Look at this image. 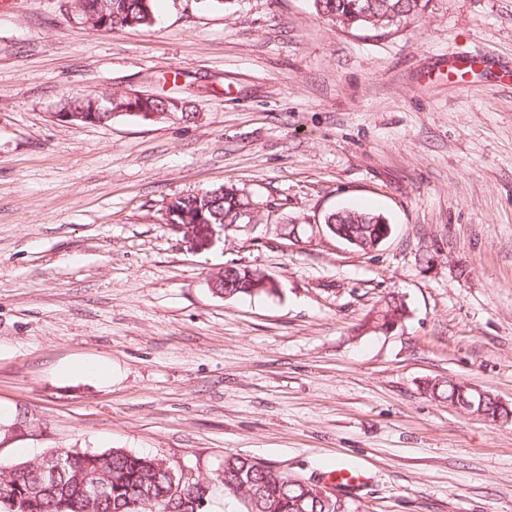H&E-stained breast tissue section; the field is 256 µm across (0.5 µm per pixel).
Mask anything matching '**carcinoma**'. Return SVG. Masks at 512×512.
Segmentation results:
<instances>
[{
  "mask_svg": "<svg viewBox=\"0 0 512 512\" xmlns=\"http://www.w3.org/2000/svg\"><path fill=\"white\" fill-rule=\"evenodd\" d=\"M155 0H106L109 17L105 29L149 26L154 20ZM317 14L340 24L350 22L354 28H372L367 20L371 12L369 0H313ZM391 9L395 23L420 13L425 0H382ZM224 202L189 194L179 201L191 221L201 224H233L237 207L251 196L232 186L224 187ZM379 213L338 210L327 214L324 223L333 224L347 236L363 242L378 237L384 225ZM264 277L248 266L234 265L224 269V299L239 296L271 294L273 290L258 288ZM407 308L400 297L389 295L379 310H372L365 322L387 324L406 317ZM425 393L453 406L469 397L466 384L453 380H435ZM512 408L486 402L484 418L489 422H508ZM99 470L107 478L108 499L90 504L86 501L83 477L88 470ZM181 464L150 458L121 450L65 454L63 474L47 485L42 474L28 462L0 465V512H195V501L209 497V485L197 486V480L180 482ZM224 494L240 499L241 512H324L319 498L321 489L300 482L287 474L248 457H224Z\"/></svg>",
  "mask_w": 512,
  "mask_h": 512,
  "instance_id": "carcinoma-1",
  "label": "carcinoma"
}]
</instances>
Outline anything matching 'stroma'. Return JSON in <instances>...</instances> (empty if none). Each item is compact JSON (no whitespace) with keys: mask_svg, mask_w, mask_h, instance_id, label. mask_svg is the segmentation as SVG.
Instances as JSON below:
<instances>
[{"mask_svg":"<svg viewBox=\"0 0 512 512\" xmlns=\"http://www.w3.org/2000/svg\"><path fill=\"white\" fill-rule=\"evenodd\" d=\"M478 49L512 64V0H430L386 30L313 0H157L152 26L109 31L67 0L0 10V464L121 449L240 512L225 456L317 485L352 463L354 512H512V424L423 392L512 404V77L448 72ZM86 92L189 114L55 119ZM222 185L263 212L195 250L166 204ZM344 208L389 238L319 230ZM231 264L279 292L213 294ZM390 292L402 325L359 333ZM468 387L473 393L466 388L464 382L438 379L427 384L425 393L439 402L448 403V406L460 404L463 397L469 399L470 393L471 400L466 401L467 408H470L477 400L484 404L487 398L484 391L477 386L469 385ZM334 473H336L337 483L346 487H361L365 485V480H369L366 470L358 465L338 467L331 474Z\"/></svg>","mask_w":512,"mask_h":512,"instance_id":"35a3bbf8","label":"stroma"}]
</instances>
